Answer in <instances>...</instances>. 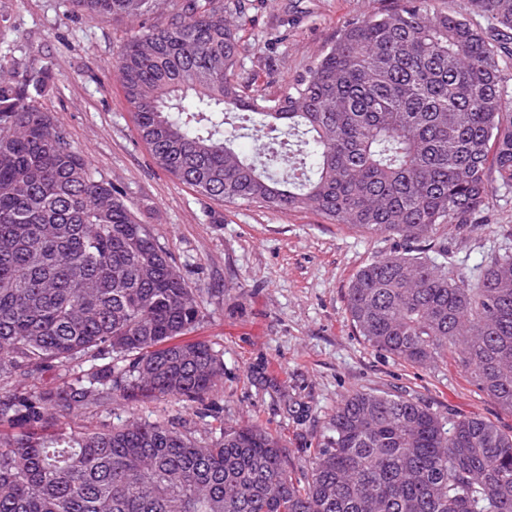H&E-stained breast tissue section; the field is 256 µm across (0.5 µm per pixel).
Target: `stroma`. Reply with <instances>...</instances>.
<instances>
[{
	"label": "stroma",
	"instance_id": "35a3bbf8",
	"mask_svg": "<svg viewBox=\"0 0 512 512\" xmlns=\"http://www.w3.org/2000/svg\"><path fill=\"white\" fill-rule=\"evenodd\" d=\"M396 4L253 0L240 29L238 71L268 95L279 94L345 26ZM169 6L160 0L136 25L89 19L70 0H0V67L18 77L35 59L51 67L43 104L196 288L201 316L189 337L210 344L224 363L203 401L131 402L116 393L64 425L102 430L136 419L207 440L223 421L260 424L281 436L297 476L337 402L354 390L405 391L437 413L479 417L511 433L512 411L478 389L458 356L419 368L376 351L355 331L346 311L350 281L376 255L400 249L398 239L331 224L311 211L221 205L155 164L137 134L115 53ZM443 240L449 272L478 277L485 257L512 248V192L497 190L483 223L449 229Z\"/></svg>",
	"mask_w": 512,
	"mask_h": 512
}]
</instances>
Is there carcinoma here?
Segmentation results:
<instances>
[{
  "label": "carcinoma",
  "mask_w": 512,
  "mask_h": 512,
  "mask_svg": "<svg viewBox=\"0 0 512 512\" xmlns=\"http://www.w3.org/2000/svg\"><path fill=\"white\" fill-rule=\"evenodd\" d=\"M71 2L92 20H137L157 0ZM471 3L493 33L433 0H399L342 29L274 97L237 73L224 0H176L116 63L139 138L181 183L398 238L402 250L351 280L359 335L416 367L457 354L512 410V252L469 279L448 274L444 244L420 248L512 191V0ZM51 79L34 62L0 79V379L101 364L55 391L0 397V512H512V434L409 394H346L302 478L259 425L210 441L157 422L58 426L116 390L195 401L223 366L182 339L199 320L195 290L42 105Z\"/></svg>",
  "instance_id": "cac0c4a2"
}]
</instances>
